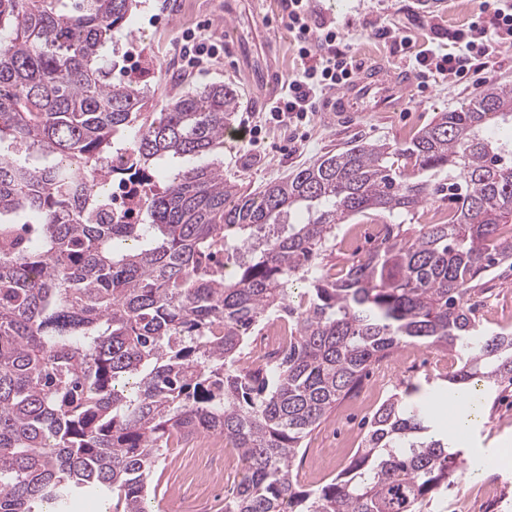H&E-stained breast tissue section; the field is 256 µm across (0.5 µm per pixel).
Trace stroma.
<instances>
[{
    "label": "stroma",
    "instance_id": "obj_1",
    "mask_svg": "<svg viewBox=\"0 0 512 512\" xmlns=\"http://www.w3.org/2000/svg\"><path fill=\"white\" fill-rule=\"evenodd\" d=\"M312 19L336 23L340 49L357 64L394 69L409 65L408 51L388 39L377 38L374 26L392 24L403 30L414 48L443 47L455 32L469 24L490 26L493 12L484 0H310ZM193 33L221 42L224 52L204 68H185L180 41ZM115 73L140 79L150 90L146 111L156 112L162 100L186 87L214 83L232 86L239 96L233 124L257 120L256 99L267 94L262 78L274 74L288 79L300 68V57L287 27L285 0H140L128 23L116 32ZM478 92L476 86L439 82L415 85L404 104L391 112H368L340 121L322 112L309 114L304 126L292 129L266 125L263 142L252 148L225 135L224 176L243 191L254 193L291 174L300 166L361 142H408L437 113L456 109ZM478 330L484 334L512 332V266L501 265L476 306ZM392 368L381 378L380 364L363 376L360 391L369 396L371 410L347 413L346 402L335 409L307 437L294 466V477L305 489L331 482L346 469L360 448L374 407L390 396L418 386V396L431 399L440 377L459 366V352L451 348H420L418 355L393 351ZM198 439L164 449L152 476L148 512H180L175 494L198 478L204 467L196 449ZM464 455L451 485L433 497L429 512H458L460 496H469L483 512H512V464L483 466V457L512 449V383H502L486 397L473 431L458 440Z\"/></svg>",
    "mask_w": 512,
    "mask_h": 512
}]
</instances>
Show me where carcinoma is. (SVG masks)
<instances>
[{
    "mask_svg": "<svg viewBox=\"0 0 512 512\" xmlns=\"http://www.w3.org/2000/svg\"><path fill=\"white\" fill-rule=\"evenodd\" d=\"M137 7L0 0V512H60L85 491L147 512L162 449L200 435L242 459L224 512H425L461 451L416 386L380 405L331 483L301 488L293 463L402 343L460 348L438 391L467 413L479 383L512 382V335H479L470 303L512 259V138L497 133L512 82L402 147L355 144L253 195L191 163L224 146L233 88L188 87L144 112L147 86L109 79L113 33ZM117 154L149 186L138 224L98 200ZM444 189L443 221L387 224L345 274L325 270L348 218L409 215ZM273 315L288 316V348L251 367L247 335Z\"/></svg>",
    "mask_w": 512,
    "mask_h": 512,
    "instance_id": "carcinoma-1",
    "label": "carcinoma"
}]
</instances>
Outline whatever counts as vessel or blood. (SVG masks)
Wrapping results in <instances>:
<instances>
[{"label": "vessel or blood", "mask_w": 512, "mask_h": 512, "mask_svg": "<svg viewBox=\"0 0 512 512\" xmlns=\"http://www.w3.org/2000/svg\"><path fill=\"white\" fill-rule=\"evenodd\" d=\"M414 84L415 77L410 71L365 66L350 84L337 91L334 100L326 102L324 110L340 116L354 112L385 111L393 104L404 102Z\"/></svg>", "instance_id": "b4317fda"}]
</instances>
